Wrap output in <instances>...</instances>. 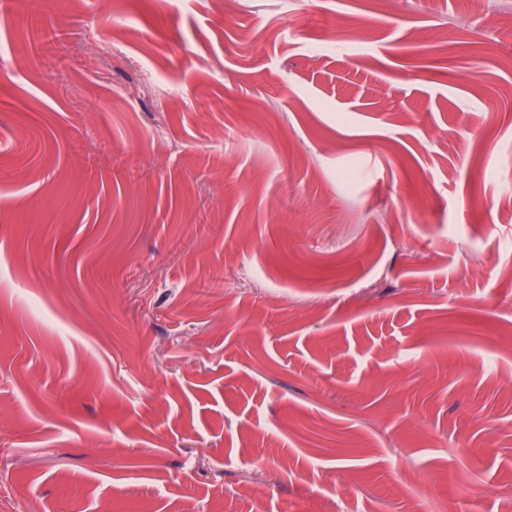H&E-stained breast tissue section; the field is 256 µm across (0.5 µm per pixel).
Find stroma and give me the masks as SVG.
Wrapping results in <instances>:
<instances>
[{
	"label": "stroma",
	"mask_w": 512,
	"mask_h": 512,
	"mask_svg": "<svg viewBox=\"0 0 512 512\" xmlns=\"http://www.w3.org/2000/svg\"><path fill=\"white\" fill-rule=\"evenodd\" d=\"M512 0H0V512H503Z\"/></svg>",
	"instance_id": "stroma-1"
}]
</instances>
